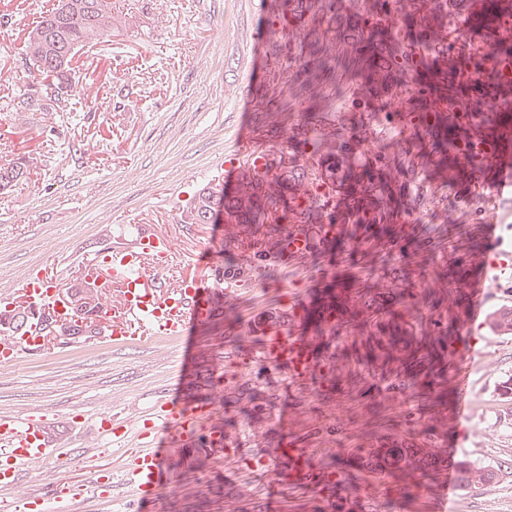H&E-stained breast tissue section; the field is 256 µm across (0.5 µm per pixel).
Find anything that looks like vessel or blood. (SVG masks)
Instances as JSON below:
<instances>
[{"label":"vessel or blood","mask_w":512,"mask_h":512,"mask_svg":"<svg viewBox=\"0 0 512 512\" xmlns=\"http://www.w3.org/2000/svg\"><path fill=\"white\" fill-rule=\"evenodd\" d=\"M477 0H432L431 11L436 15L454 17L460 25H467L477 14ZM512 39V9L498 4L494 16L485 20V36L478 57V67L463 71L452 67L450 59L463 55L462 45L447 46L444 39L434 38L429 45L426 65L438 70L445 81L455 88L479 83L487 87L512 85V55L501 52L500 44ZM471 123L480 129L478 141L455 139L449 142V152L455 154L470 173L480 178L485 191L500 193L512 188V170L503 168L500 160L512 149V100L498 97L487 100L475 98L469 114ZM336 227L320 225L317 234H310L303 225L286 226L272 247L245 252L248 263L258 257L302 259L325 247L335 245ZM484 255L478 267L466 270L464 280L471 297L468 326L480 324L484 314L486 290L512 277V249H504L497 235L496 224L485 226ZM173 247L169 239L142 235L136 250H116L107 264V273L116 284L113 298V343L123 344L132 339L187 338L193 326L205 322L211 308L206 297L208 287L197 275L184 277L181 288L169 292L160 274L171 267ZM18 286L32 302H47L53 297L45 280L38 272H28ZM312 313L308 303L292 300L272 311L253 315L245 324L246 335L256 337L253 361L264 368L285 370L290 379L304 381L314 370L315 343L308 336L307 321ZM33 336H12L0 345V362L9 364L33 348ZM472 351L455 357L454 374L458 396L454 405L455 420L469 416L470 362ZM217 408L213 401H203L181 409L161 402L142 416L139 449L130 457L126 472L137 494L148 495L151 502L160 503L174 475L165 461L164 446L169 442L189 440L199 451L211 456L215 465H222L233 446L232 438L216 422ZM49 418L34 411L18 417L0 418V486L18 485L20 471L54 457L49 433ZM281 456L289 460L287 472H280L272 460H265L267 474L274 482L294 488H306L314 473V463L302 448H284ZM73 492L90 493L101 499L112 496L111 484L94 479L87 486L62 484L56 497ZM0 512H53L47 500L24 495L20 500L1 502Z\"/></svg>","instance_id":"b4317fda"}]
</instances>
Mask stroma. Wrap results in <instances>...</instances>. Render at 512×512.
<instances>
[{"label":"stroma","mask_w":512,"mask_h":512,"mask_svg":"<svg viewBox=\"0 0 512 512\" xmlns=\"http://www.w3.org/2000/svg\"><path fill=\"white\" fill-rule=\"evenodd\" d=\"M52 0H0V166L29 161L27 180L0 195V294L35 266L60 288L79 286L100 243L134 245L149 227L172 240L177 280L193 271L215 281L237 272L245 249L275 237L277 224H184L180 214L204 186L224 180L226 157L246 139L315 182L319 157L291 128L319 116L342 149L351 134L361 141L344 160L352 202L335 211L322 200L306 222L317 232L334 211L331 273L315 280L319 256L280 259L251 270L246 284L219 296L210 319L188 340L162 338L113 345L109 336L52 343L0 364V416L32 409L52 415L55 448L70 465L73 483L112 474V502H71L70 512H133L136 493L124 471L139 447L137 427L118 443L98 430L109 410L127 418L161 398L192 401L221 388L220 418L235 439L222 478L214 464L187 444H172L167 458L176 482L161 512H264L268 477L257 467L282 445L309 449L324 477L321 490L276 488L279 512H437L438 493L458 462L496 466L512 459V395L501 385L512 376V334L488 326L465 329L469 299L463 283L449 282L448 267L476 264L486 219L512 245V195L495 213L475 205L476 190L444 149L448 139L475 135L456 120L434 123L431 103L403 74L382 65L380 46L393 56L415 44L424 59L433 35L453 27L409 6L397 22L410 42L390 28L376 36L361 17L383 0H112V44L76 56L88 92L74 120L55 112H16L10 102L24 84L16 79L27 32ZM285 31L274 32L278 13ZM464 206L452 204L455 195ZM218 263H204L210 249ZM347 288L348 306L333 327L312 324L316 372L304 382L251 361L255 339L244 333L254 313L289 298L335 299ZM472 416L454 423L455 384L450 366L469 345ZM446 445L421 467L376 465L380 448H423L431 435ZM54 462L25 468V494L51 496L60 476ZM455 512H512V473L475 489L454 487Z\"/></svg>","instance_id":"stroma-1"}]
</instances>
